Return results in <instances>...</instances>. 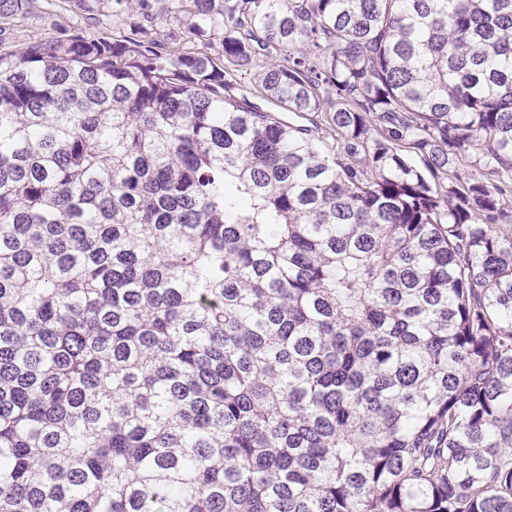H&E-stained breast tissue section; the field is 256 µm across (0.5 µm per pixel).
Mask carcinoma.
Masks as SVG:
<instances>
[{"mask_svg": "<svg viewBox=\"0 0 512 512\" xmlns=\"http://www.w3.org/2000/svg\"><path fill=\"white\" fill-rule=\"evenodd\" d=\"M36 2L0 0V512H512V0L21 40Z\"/></svg>", "mask_w": 512, "mask_h": 512, "instance_id": "obj_1", "label": "carcinoma"}]
</instances>
